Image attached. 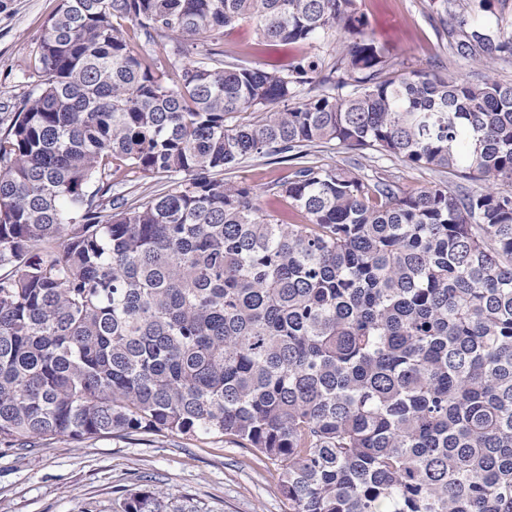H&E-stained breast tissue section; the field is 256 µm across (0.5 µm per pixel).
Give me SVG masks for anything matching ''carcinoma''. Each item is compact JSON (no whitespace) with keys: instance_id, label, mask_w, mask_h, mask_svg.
<instances>
[{"instance_id":"1","label":"carcinoma","mask_w":512,"mask_h":512,"mask_svg":"<svg viewBox=\"0 0 512 512\" xmlns=\"http://www.w3.org/2000/svg\"><path fill=\"white\" fill-rule=\"evenodd\" d=\"M511 7L438 0L452 53L512 58ZM241 21L346 50L226 64ZM365 27L356 0H60L0 117V446L228 438L289 512H512V83L402 72ZM319 145L477 188L372 184ZM256 153L291 176L225 185ZM119 171L168 185L130 200ZM111 512L165 510L136 487Z\"/></svg>"}]
</instances>
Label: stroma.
I'll list each match as a JSON object with an SVG mask.
<instances>
[{"label": "stroma", "mask_w": 512, "mask_h": 512, "mask_svg": "<svg viewBox=\"0 0 512 512\" xmlns=\"http://www.w3.org/2000/svg\"><path fill=\"white\" fill-rule=\"evenodd\" d=\"M58 3L0 0L1 106L15 109L32 91V50ZM357 7L367 20V37L396 68L460 83H478L490 75L512 80L510 59L487 68L451 57L433 0H357ZM219 48L225 62L271 69L304 57L335 59L345 43L331 32L268 51L257 44L255 24L243 22L225 29ZM315 158L371 179L393 180L407 192L448 179L444 172L344 148L323 149ZM292 170V162L279 157L255 156L225 172L224 181L263 190ZM136 482L154 492L169 512L183 505L196 512H288L275 464L222 438L60 437L24 453L0 446V512H108L113 499Z\"/></svg>", "instance_id": "1"}]
</instances>
